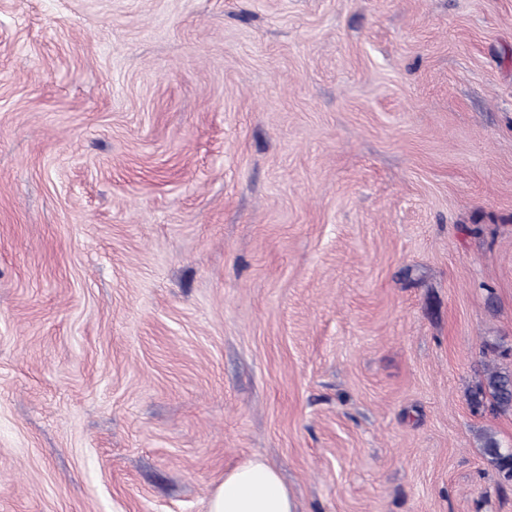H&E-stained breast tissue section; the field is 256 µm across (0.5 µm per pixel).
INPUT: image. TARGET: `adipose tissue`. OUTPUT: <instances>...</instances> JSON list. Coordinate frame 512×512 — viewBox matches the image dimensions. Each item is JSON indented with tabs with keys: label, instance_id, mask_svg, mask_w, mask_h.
Returning <instances> with one entry per match:
<instances>
[{
	"label": "adipose tissue",
	"instance_id": "obj_1",
	"mask_svg": "<svg viewBox=\"0 0 512 512\" xmlns=\"http://www.w3.org/2000/svg\"><path fill=\"white\" fill-rule=\"evenodd\" d=\"M209 512H296V505L277 470L254 457L225 472L211 492Z\"/></svg>",
	"mask_w": 512,
	"mask_h": 512
}]
</instances>
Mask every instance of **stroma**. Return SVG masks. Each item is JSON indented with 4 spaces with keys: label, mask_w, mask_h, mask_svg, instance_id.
I'll use <instances>...</instances> for the list:
<instances>
[{
    "label": "stroma",
    "mask_w": 512,
    "mask_h": 512,
    "mask_svg": "<svg viewBox=\"0 0 512 512\" xmlns=\"http://www.w3.org/2000/svg\"><path fill=\"white\" fill-rule=\"evenodd\" d=\"M512 0H0V512H512ZM471 405L480 408L488 402L492 410H512V371L486 369L468 391ZM483 450L504 481L512 480V448H502L493 434L483 437ZM208 512H297L277 470L262 458H247L224 473Z\"/></svg>",
    "instance_id": "1"
}]
</instances>
